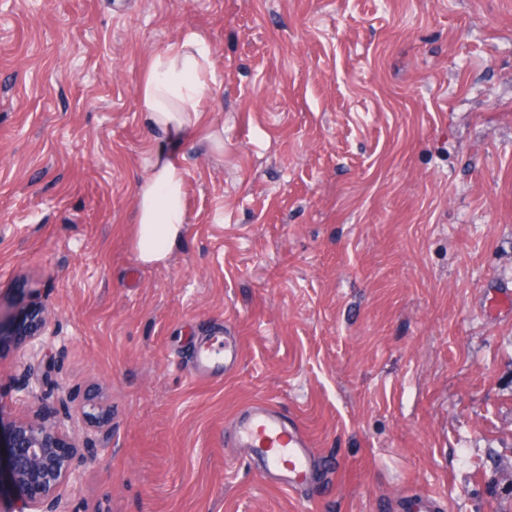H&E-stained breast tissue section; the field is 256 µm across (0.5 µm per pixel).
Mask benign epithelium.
I'll use <instances>...</instances> for the list:
<instances>
[{"label": "benign epithelium", "mask_w": 512, "mask_h": 512, "mask_svg": "<svg viewBox=\"0 0 512 512\" xmlns=\"http://www.w3.org/2000/svg\"><path fill=\"white\" fill-rule=\"evenodd\" d=\"M28 336L32 348L40 353L53 347L38 315L31 320ZM1 448L8 449V456L0 457V483L3 473H8L20 491V499L7 508L0 505V512H62L59 488L77 482L82 463L105 450V445L88 441L85 453L80 454L67 443L62 422L48 425L30 419L14 425L6 440H0Z\"/></svg>", "instance_id": "obj_1"}]
</instances>
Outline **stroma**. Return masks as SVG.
Wrapping results in <instances>:
<instances>
[{"label":"stroma","instance_id":"obj_1","mask_svg":"<svg viewBox=\"0 0 512 512\" xmlns=\"http://www.w3.org/2000/svg\"><path fill=\"white\" fill-rule=\"evenodd\" d=\"M224 147L188 142L189 222L134 250L156 135L137 88L191 33ZM512 0H0V432L107 452L64 512H512ZM61 358L35 356L34 309ZM231 333L233 377H194ZM49 397L25 396L29 371ZM266 401L336 463L273 487L224 430ZM238 342L236 336H224L222 341L208 340L200 343L190 355L189 368L199 375H209L224 368V377L238 365ZM391 507L402 512H438L437 510L442 508V505L436 496L419 493L409 498L400 496L391 502Z\"/></svg>","mask_w":512,"mask_h":512}]
</instances>
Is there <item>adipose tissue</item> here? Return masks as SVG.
<instances>
[{
	"label": "adipose tissue",
	"instance_id": "ef3b65f1",
	"mask_svg": "<svg viewBox=\"0 0 512 512\" xmlns=\"http://www.w3.org/2000/svg\"><path fill=\"white\" fill-rule=\"evenodd\" d=\"M216 89L210 48L198 34L159 50L145 68L138 89L141 112L162 145L136 194L134 247L142 264L166 263L188 222L183 140L203 129L214 147L224 146L205 103Z\"/></svg>",
	"mask_w": 512,
	"mask_h": 512
}]
</instances>
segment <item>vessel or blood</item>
<instances>
[{
    "instance_id": "1",
    "label": "vessel or blood",
    "mask_w": 512,
    "mask_h": 512,
    "mask_svg": "<svg viewBox=\"0 0 512 512\" xmlns=\"http://www.w3.org/2000/svg\"><path fill=\"white\" fill-rule=\"evenodd\" d=\"M238 342L228 336L221 341L200 343L189 359L195 373L207 375L222 369L232 372L238 365ZM247 450L266 474L271 485L300 494L312 487H330L335 470L322 462L310 434L293 416L272 405L253 404L239 414V426L231 437ZM395 512H438L441 502L431 494L419 493L393 501Z\"/></svg>"
}]
</instances>
